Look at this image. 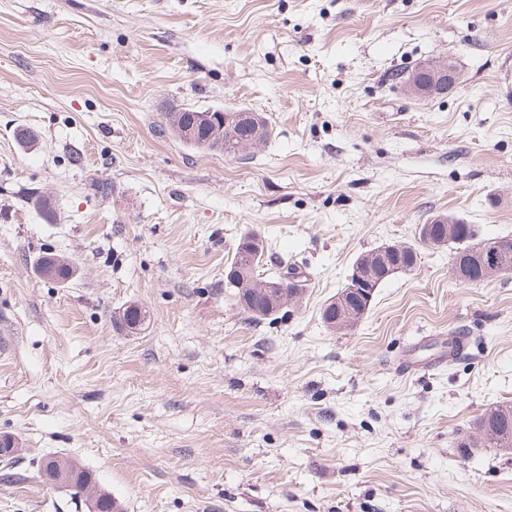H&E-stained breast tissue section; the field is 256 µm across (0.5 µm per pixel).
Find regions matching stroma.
I'll list each match as a JSON object with an SVG mask.
<instances>
[{
	"label": "stroma",
	"instance_id": "35a3bbf8",
	"mask_svg": "<svg viewBox=\"0 0 512 512\" xmlns=\"http://www.w3.org/2000/svg\"><path fill=\"white\" fill-rule=\"evenodd\" d=\"M438 56L453 90L391 82ZM184 107L273 134L196 149ZM438 214L512 238V0H0V512H89L41 476L54 453L123 512H512V453L457 445L512 404V272L460 282L419 243ZM249 232L264 278L304 282L274 321L226 279ZM397 243L415 268L328 330L356 258ZM443 61L445 64L436 61L435 63H432L431 68L419 70L425 74L431 75L432 83H428L427 85H421L419 81H414L415 78L413 76L411 77L416 68H412L406 76H404L405 73L400 70L392 73L390 77L391 80L396 84L399 83L403 84L404 86L407 84L411 77L407 88L409 94L417 98H428L435 94L446 92L447 90L454 87L461 79L460 71L454 61H452V59L449 57L448 59L443 58ZM35 261L37 272L44 277L56 278L55 280L58 281H66L73 275V269L68 261L57 254L45 252L39 255ZM38 262H42V264Z\"/></svg>",
	"mask_w": 512,
	"mask_h": 512
}]
</instances>
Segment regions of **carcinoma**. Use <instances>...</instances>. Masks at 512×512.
<instances>
[{
    "mask_svg": "<svg viewBox=\"0 0 512 512\" xmlns=\"http://www.w3.org/2000/svg\"><path fill=\"white\" fill-rule=\"evenodd\" d=\"M168 125L171 132L182 142L197 149L220 148L227 156H236L238 145L249 138L264 143L271 138L273 128L266 118L258 112L251 113L249 121L242 123L224 124V113L221 111L198 112L194 109L183 108L178 112H169ZM435 242L439 247H447L450 256L464 255L468 252L479 253L486 248L489 240L478 238V232L473 224L439 225V233ZM37 272L48 278L66 281L73 275V269L68 261L57 255L45 252L37 258ZM262 255L244 249L243 243H238L233 263L245 265L242 280L232 283L237 288L239 302L243 309L255 320H265L277 315L270 311L266 302L252 296L250 281L259 268ZM148 318L147 311L138 306L125 308L117 318L120 327L135 334L142 330V324ZM479 433L492 435L489 446L494 448H512V406L499 405L486 412L476 423Z\"/></svg>",
    "mask_w": 512,
    "mask_h": 512,
    "instance_id": "1",
    "label": "carcinoma"
}]
</instances>
